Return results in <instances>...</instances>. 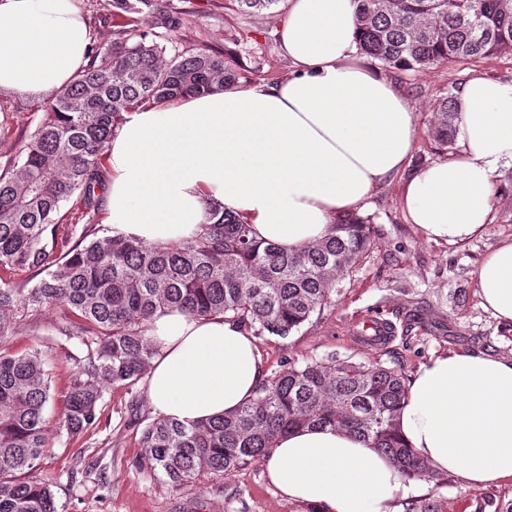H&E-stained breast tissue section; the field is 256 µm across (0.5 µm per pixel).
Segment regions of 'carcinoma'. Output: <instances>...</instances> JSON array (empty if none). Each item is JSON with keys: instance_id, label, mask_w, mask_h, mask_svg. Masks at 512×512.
Instances as JSON below:
<instances>
[{"instance_id": "carcinoma-1", "label": "carcinoma", "mask_w": 512, "mask_h": 512, "mask_svg": "<svg viewBox=\"0 0 512 512\" xmlns=\"http://www.w3.org/2000/svg\"><path fill=\"white\" fill-rule=\"evenodd\" d=\"M241 13L280 0H226ZM360 51L401 72H424L512 53V0H356ZM168 34L129 33L93 48L95 61L40 99L41 121L0 168V342L19 325L61 308L56 334L21 353L0 350V512H56L50 484L23 474L49 447L48 351L59 347L72 374L56 433L97 425L105 393L122 388L128 424L142 426L139 465L178 490L266 457L277 439L309 426L344 429L371 442L401 477L441 483L402 440V371L330 355L290 360L233 413L185 425L144 422V382L157 348L148 336L159 313L216 315L253 336L288 337L332 301L336 285L374 246L356 214L294 253L255 239L251 226L213 203L200 230L168 244L121 234L94 236L106 145L140 106L230 89L237 73L204 49L167 54ZM456 96L432 115L443 147L459 132ZM82 204L87 223L69 222L64 203ZM79 239H74V235ZM39 277L31 288L15 278Z\"/></svg>"}]
</instances>
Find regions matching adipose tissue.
I'll use <instances>...</instances> for the list:
<instances>
[{"label":"adipose tissue","instance_id":"1","mask_svg":"<svg viewBox=\"0 0 512 512\" xmlns=\"http://www.w3.org/2000/svg\"><path fill=\"white\" fill-rule=\"evenodd\" d=\"M355 0H287L280 49L293 71L276 85L241 84L126 113L106 148L112 232L154 244L191 236L209 203L291 252L323 239L394 176L408 223L431 241L480 235L497 203L493 175L512 166V83L474 77L459 95L458 151L408 171L416 114L367 62ZM77 0H0V92L66 88L89 62ZM485 308L512 325V240L481 261ZM149 374L155 411L182 423L228 414L263 380L256 341L223 316H156ZM400 430L435 471L476 486L512 482V356L454 352L410 377ZM284 496L318 512H390L415 492L362 438L332 428L281 437L265 459Z\"/></svg>","mask_w":512,"mask_h":512}]
</instances>
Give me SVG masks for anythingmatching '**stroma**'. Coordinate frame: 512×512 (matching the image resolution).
<instances>
[{
	"mask_svg": "<svg viewBox=\"0 0 512 512\" xmlns=\"http://www.w3.org/2000/svg\"><path fill=\"white\" fill-rule=\"evenodd\" d=\"M95 44L111 43L126 28L153 35L173 32V49H205L235 68L240 82L275 84L292 65L279 48L278 22L283 8L241 14L224 0H148L142 13L114 16L112 0H81ZM412 102L417 132L409 169L444 158L430 127L434 107L448 90H459L470 78L512 82V54L465 64H446L407 76L387 72ZM41 113L31 97L0 96V120L10 131L0 138V163L37 127ZM499 201L482 234L460 245L429 241L407 223L397 182L384 184L363 213L372 218L375 245L357 261L339 284L331 304L288 338H258L266 374L288 360L319 359L328 354L355 361H380L406 374L432 356L451 352L512 354V326L501 324L480 303L475 272L483 257L512 239V170L494 175ZM377 316L391 332L372 343L361 336L363 321ZM62 309L45 312L20 325L0 346L21 352L41 337L54 334ZM128 401L124 389L109 390L98 427L70 438L53 437L36 473L55 493L58 512H317L315 506L288 499L264 476L263 461L221 478L203 477L196 485L175 490L137 465L143 450L140 431L123 423ZM435 512H501L512 503V483L482 487L448 475L427 483L423 494Z\"/></svg>",
	"mask_w": 512,
	"mask_h": 512,
	"instance_id": "35a3bbf8",
	"label": "stroma"
}]
</instances>
